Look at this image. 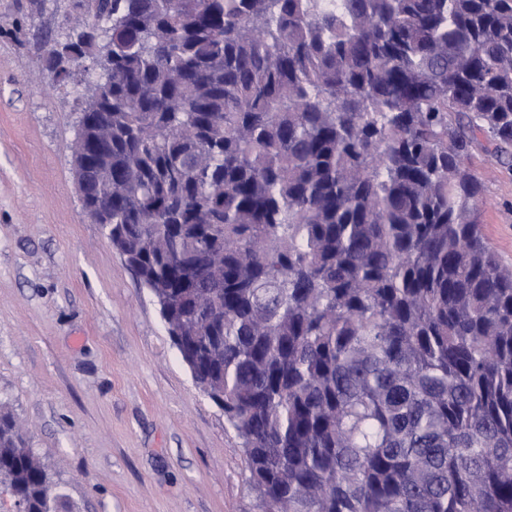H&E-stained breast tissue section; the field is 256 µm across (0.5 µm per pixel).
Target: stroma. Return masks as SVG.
<instances>
[{
  "label": "stroma",
  "instance_id": "1",
  "mask_svg": "<svg viewBox=\"0 0 512 512\" xmlns=\"http://www.w3.org/2000/svg\"><path fill=\"white\" fill-rule=\"evenodd\" d=\"M69 0H0V406L65 512H260L241 443L150 292L83 211L75 96L44 71ZM469 160L480 222L512 263V169Z\"/></svg>",
  "mask_w": 512,
  "mask_h": 512
}]
</instances>
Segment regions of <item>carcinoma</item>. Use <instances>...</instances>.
<instances>
[{"mask_svg":"<svg viewBox=\"0 0 512 512\" xmlns=\"http://www.w3.org/2000/svg\"><path fill=\"white\" fill-rule=\"evenodd\" d=\"M93 197L261 512H512V0H79ZM87 111L85 84L65 73ZM49 477L0 408V496ZM473 148L471 168L483 184L480 222L489 243L502 259L512 263V170L491 160L493 146L484 138Z\"/></svg>","mask_w":512,"mask_h":512,"instance_id":"cac0c4a2","label":"carcinoma"}]
</instances>
